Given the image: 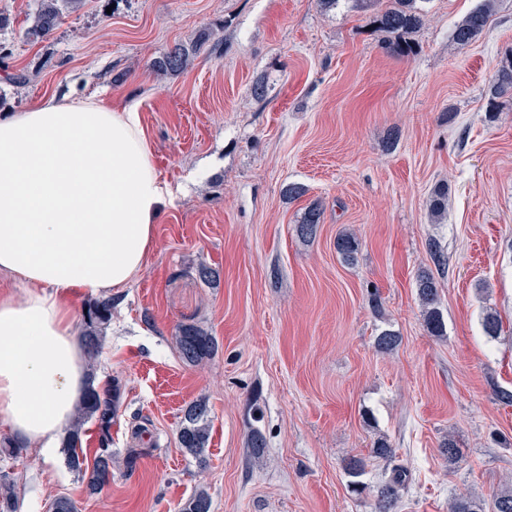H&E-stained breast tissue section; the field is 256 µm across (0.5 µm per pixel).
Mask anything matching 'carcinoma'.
I'll use <instances>...</instances> for the list:
<instances>
[{"mask_svg": "<svg viewBox=\"0 0 512 512\" xmlns=\"http://www.w3.org/2000/svg\"><path fill=\"white\" fill-rule=\"evenodd\" d=\"M73 2L75 0H43L32 25L28 27L27 34L33 39H43L53 34L60 22L61 4ZM416 2L417 0H390L389 5L376 16L378 27L386 33L395 35H403L420 27L423 15L418 11ZM493 9V0H485L480 7L471 11L456 25L453 41L462 46L473 42L487 27ZM209 40L210 34L204 33L196 42L188 46L176 43L168 48L162 57L153 62L152 68L167 74L183 72ZM493 90L496 95L512 91V65H504L498 69ZM446 202H448V191L443 188L435 190L431 203L433 220H442L446 213ZM321 218L322 211L319 207H309L303 220L297 225V235L305 241L314 239L321 224ZM336 250L345 262L351 263L356 259L358 245L352 236L341 235L336 240ZM416 288L418 298L425 308V322L429 333L433 336L444 335L445 323L437 307L438 281L434 273L430 270L420 271L416 278ZM111 318L112 298L110 297L94 301L87 309V313L83 315L80 336L84 343L85 354L89 358L94 359L98 356L102 346L103 331ZM482 328L485 335L490 338H499L503 332L500 316L492 311L485 312L482 317ZM399 343L400 336L391 330H384L377 337V347L383 352L393 351ZM176 344L182 359L191 365L200 364L218 349L216 338L196 323L181 324L177 327ZM116 411L117 389L114 385L111 384L102 391L94 386L89 387L80 409L78 422L67 436L69 464L81 473L82 482L90 494L97 493L112 478L111 428ZM89 419L97 422L99 439L92 466L87 468L85 467L87 456L82 448V426ZM209 439L210 425L206 404L201 401L195 402L184 411V420L178 434L180 447L198 459L199 463L204 464ZM439 453L450 467L458 462L457 444L450 437L440 443ZM365 470L366 462L363 458L353 457L347 462L346 471L349 477L353 478L351 484L354 487L360 486L358 478L365 474ZM402 483L401 470L396 469L390 479L376 486L378 512H395ZM451 508L453 512H484L482 504L469 496L455 498ZM210 509L209 495L199 491L183 503L180 512H210ZM0 512H15L13 485L6 474L0 475ZM491 512H512V487L504 488L494 496Z\"/></svg>", "mask_w": 512, "mask_h": 512, "instance_id": "1", "label": "carcinoma"}]
</instances>
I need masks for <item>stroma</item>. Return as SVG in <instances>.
Listing matches in <instances>:
<instances>
[{"mask_svg": "<svg viewBox=\"0 0 512 512\" xmlns=\"http://www.w3.org/2000/svg\"><path fill=\"white\" fill-rule=\"evenodd\" d=\"M481 2L419 0L423 24L400 57L374 24L386 0H83L36 41L25 30L40 0H0V113L52 99L137 107L176 190L91 371L95 387L120 385L112 478L88 495L66 457L23 447L0 456L16 512H47L59 496L75 512H178L201 489L211 512H377L393 462L406 472L397 512H448L458 495L489 502L512 484V405L494 393L512 389V93L489 98L512 60V0H495L475 42L452 40ZM204 32L218 46L187 70H152ZM441 183L437 224L428 206ZM291 184L302 196L285 197ZM313 205L322 222L305 242L296 226ZM345 232L359 245L351 264L336 251ZM432 239L448 257L441 337L415 288ZM202 265L213 282L198 278ZM489 309L509 328L494 340L481 325ZM188 321L218 342L196 366L175 342ZM385 330L401 338L390 353L376 346ZM199 399L211 424L203 466L178 442ZM450 435L452 467L438 452ZM380 437L393 462L373 457ZM350 456L367 463L360 494Z\"/></svg>", "mask_w": 512, "mask_h": 512, "instance_id": "stroma-1", "label": "stroma"}]
</instances>
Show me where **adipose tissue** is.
Segmentation results:
<instances>
[{
    "label": "adipose tissue",
    "instance_id": "1",
    "mask_svg": "<svg viewBox=\"0 0 512 512\" xmlns=\"http://www.w3.org/2000/svg\"><path fill=\"white\" fill-rule=\"evenodd\" d=\"M140 114L85 100L0 116V422L49 459L89 383L77 303L142 271L173 200Z\"/></svg>",
    "mask_w": 512,
    "mask_h": 512
}]
</instances>
